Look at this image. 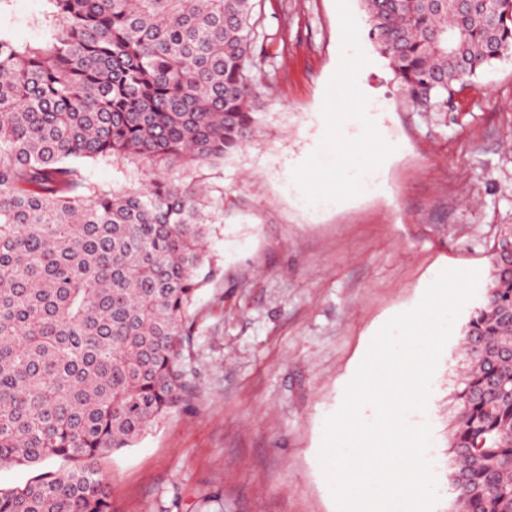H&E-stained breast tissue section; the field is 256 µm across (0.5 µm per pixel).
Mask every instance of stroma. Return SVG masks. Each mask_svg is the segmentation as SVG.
<instances>
[{"mask_svg": "<svg viewBox=\"0 0 512 512\" xmlns=\"http://www.w3.org/2000/svg\"><path fill=\"white\" fill-rule=\"evenodd\" d=\"M43 0H0V24L37 41L31 17ZM359 0H264L256 30L264 122L233 158L173 178L209 190L206 250L214 273L190 310L185 359L196 381L188 408L171 412L133 447L93 466L108 481L114 512H336L318 447L326 418L379 329L415 308L440 269L475 270L479 293L464 305L432 378L427 456L439 500L452 497L451 397L465 363L461 331L484 295L490 248L512 225V55L472 77L445 112H418L374 56L356 85L335 82L346 36L366 41ZM360 17L346 32L345 13ZM386 105L375 170L347 167L340 136L363 95ZM325 172L319 205L303 202L296 167ZM121 192L148 178L142 163L85 164ZM374 178L376 193L346 198L343 186Z\"/></svg>", "mask_w": 512, "mask_h": 512, "instance_id": "stroma-1", "label": "stroma"}]
</instances>
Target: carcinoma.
<instances>
[{"mask_svg": "<svg viewBox=\"0 0 512 512\" xmlns=\"http://www.w3.org/2000/svg\"><path fill=\"white\" fill-rule=\"evenodd\" d=\"M38 42L0 26V465L75 466L0 489V512H112L96 457L188 405L189 310L211 276L193 171L263 124L261 0H45ZM368 38L417 111L512 52V0H361ZM144 162L115 192L81 164ZM512 225L462 334L448 512H512Z\"/></svg>", "mask_w": 512, "mask_h": 512, "instance_id": "obj_1", "label": "carcinoma"}]
</instances>
